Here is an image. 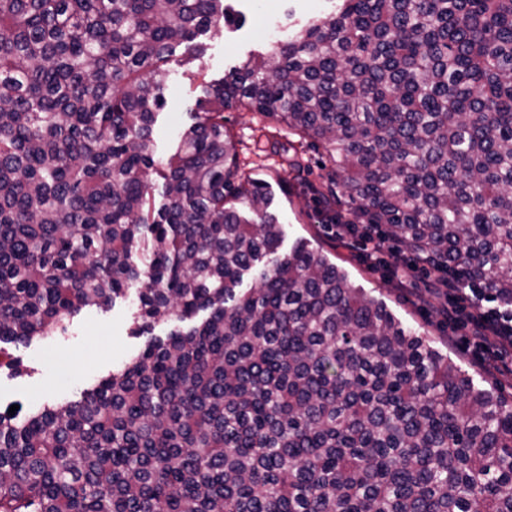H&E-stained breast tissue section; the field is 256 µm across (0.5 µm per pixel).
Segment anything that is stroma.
Returning a JSON list of instances; mask_svg holds the SVG:
<instances>
[{
    "instance_id": "35a3bbf8",
    "label": "stroma",
    "mask_w": 512,
    "mask_h": 512,
    "mask_svg": "<svg viewBox=\"0 0 512 512\" xmlns=\"http://www.w3.org/2000/svg\"><path fill=\"white\" fill-rule=\"evenodd\" d=\"M226 5L239 17V24L209 37L203 59L170 69L165 104L151 138L157 166H165L174 152L178 135L189 121L188 111L201 94L202 80L221 79L248 58L271 52L278 41L297 34L313 19L332 13L336 0H226ZM224 127L237 142L241 165L266 182L273 194L284 246L304 239L322 248L347 272L355 287L384 303L404 324L431 336L437 348L476 383L500 385L512 396V375L486 368L450 341L448 327L438 312L441 299L427 294L428 305L420 304L419 295L426 294L424 274H416L406 288H398L355 249L337 240L319 196L334 173L317 151L300 147L298 136L276 119L244 109L225 110ZM137 305V293L132 290L108 308L83 309L65 332L27 345H8L16 367L0 369V411L15 405L25 414L46 403L78 399L84 390L121 369L151 337L131 333Z\"/></svg>"
}]
</instances>
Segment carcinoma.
Listing matches in <instances>:
<instances>
[{"label": "carcinoma", "mask_w": 512, "mask_h": 512, "mask_svg": "<svg viewBox=\"0 0 512 512\" xmlns=\"http://www.w3.org/2000/svg\"><path fill=\"white\" fill-rule=\"evenodd\" d=\"M205 84L155 203L168 64L224 0H0L1 344L138 286L152 340L77 400L0 413V512H512V398L356 288L275 253L224 110L334 168L326 203L512 302V0H341Z\"/></svg>", "instance_id": "obj_1"}]
</instances>
